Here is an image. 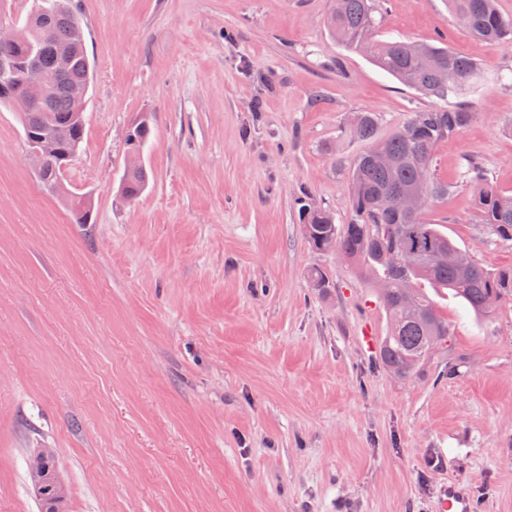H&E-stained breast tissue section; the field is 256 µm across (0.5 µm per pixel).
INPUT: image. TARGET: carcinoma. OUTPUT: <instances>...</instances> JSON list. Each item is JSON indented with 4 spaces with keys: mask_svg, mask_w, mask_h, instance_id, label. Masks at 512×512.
<instances>
[{
    "mask_svg": "<svg viewBox=\"0 0 512 512\" xmlns=\"http://www.w3.org/2000/svg\"><path fill=\"white\" fill-rule=\"evenodd\" d=\"M454 13L468 32L486 43L512 37V19L498 12L497 0H450ZM373 0H330L326 25L331 35L346 48L360 52L404 86L429 97L454 99V106L410 112L401 127L386 138L377 137L378 115L359 113L357 124L341 130L347 140H359L369 148L352 163L349 176L350 218L346 224L320 208L304 207L299 213L308 244L317 251H334L356 271L385 283L380 289L390 331L381 346V361L399 376L410 374L437 343L448 336V322L439 314L425 285L447 288L477 315L491 313L504 299L512 298V269H489L478 262L461 268L455 255L461 252L425 213L437 200L450 193L451 185L435 179L434 151L458 136L469 124L472 113L462 102L482 79L480 68L467 56L444 47L398 40H375L377 26ZM18 30L8 51L35 61L47 77L42 103L25 108L21 90L0 105L26 118L32 113L36 134L52 139L63 154L84 139L85 123L74 116L71 91L91 81L84 38L74 36L79 19L71 0H44L40 13L17 18ZM454 72L456 82H444V72ZM132 150L144 145L150 135L149 121L137 123L132 131ZM50 160L41 185L49 194L61 187L60 174ZM477 191L478 205L489 232L512 241V194L498 190L486 179L482 168L469 162L463 172ZM148 173L134 166L124 175L122 192L137 197L147 186ZM407 189L422 193L420 207L407 214L395 200ZM414 251V267L388 264L382 251Z\"/></svg>",
    "mask_w": 512,
    "mask_h": 512,
    "instance_id": "1",
    "label": "carcinoma"
}]
</instances>
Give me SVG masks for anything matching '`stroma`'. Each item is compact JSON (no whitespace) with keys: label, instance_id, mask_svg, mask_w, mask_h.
I'll list each match as a JSON object with an SVG mask.
<instances>
[{"label":"stroma","instance_id":"obj_1","mask_svg":"<svg viewBox=\"0 0 512 512\" xmlns=\"http://www.w3.org/2000/svg\"><path fill=\"white\" fill-rule=\"evenodd\" d=\"M93 81L80 151L47 194L0 107V512H512V299L475 316L429 295L448 336L398 377L380 293L309 248L301 205L350 216L357 112L389 136L438 106L345 48L328 0H72ZM377 38L446 46L485 73L435 151L427 211L512 266L462 173L512 192V38L474 39L448 0H375ZM149 174L121 192L126 132ZM91 203L74 223L73 198ZM324 271L314 288L306 272ZM43 461L59 497L41 495ZM470 502L465 491L456 483H448L436 505L437 512H470Z\"/></svg>","mask_w":512,"mask_h":512}]
</instances>
